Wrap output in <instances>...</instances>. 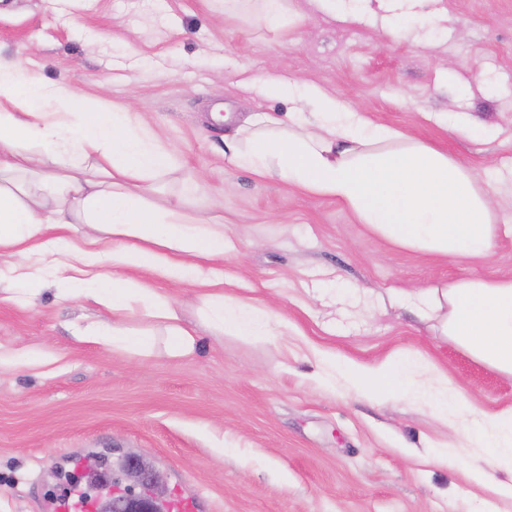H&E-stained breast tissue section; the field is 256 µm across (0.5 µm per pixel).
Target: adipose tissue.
Here are the masks:
<instances>
[{
    "mask_svg": "<svg viewBox=\"0 0 512 512\" xmlns=\"http://www.w3.org/2000/svg\"><path fill=\"white\" fill-rule=\"evenodd\" d=\"M266 96H287L294 109L252 113L230 146V163L260 177L276 175L308 194L336 200L398 248L444 257L488 255L498 207L477 175L456 158L400 130L373 124L317 86L294 89L277 77L256 79ZM175 167L130 112L107 99L89 104L65 83L22 75L0 57V297L30 305L46 273L61 277L68 297L96 305L104 316L72 328L81 344L150 356L163 348L187 359L199 334L178 302L156 284L194 281L205 294L210 327L237 336H284L288 321L268 306L224 292L223 225L184 212L180 201L150 203L155 180ZM439 336L474 359L512 375V277L473 276L398 295ZM145 330L127 327L131 317ZM421 365L385 360L343 366L361 397L381 402L406 394ZM447 415L456 400L466 449L442 448L440 463L469 454L482 482L512 474V410L483 415L464 393L431 387Z\"/></svg>",
    "mask_w": 512,
    "mask_h": 512,
    "instance_id": "1",
    "label": "adipose tissue"
}]
</instances>
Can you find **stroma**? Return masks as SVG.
<instances>
[{"instance_id":"35a3bbf8","label":"stroma","mask_w":512,"mask_h":512,"mask_svg":"<svg viewBox=\"0 0 512 512\" xmlns=\"http://www.w3.org/2000/svg\"><path fill=\"white\" fill-rule=\"evenodd\" d=\"M291 5L302 23L273 29L224 0H0V56L137 113L175 155L152 202L178 196L187 214L223 225L225 291L288 318L284 338L221 335L204 324L201 287L164 283L198 324L199 351L145 358L77 343L68 324L97 311L55 289L33 308L1 301L0 345L55 352L62 366L0 371V512H55L81 457L129 450L195 512H512L496 489L506 474L479 485L468 462H436L433 449L458 439L424 394L373 403L308 378L317 351L360 365L417 357L486 414L512 408V375L391 297L512 275V0H422L409 13L380 0ZM264 76L317 85L479 171L501 204L492 253L396 248L335 200L229 164L224 141L250 113L292 108L246 87ZM459 112L487 136L447 130L443 117Z\"/></svg>"}]
</instances>
